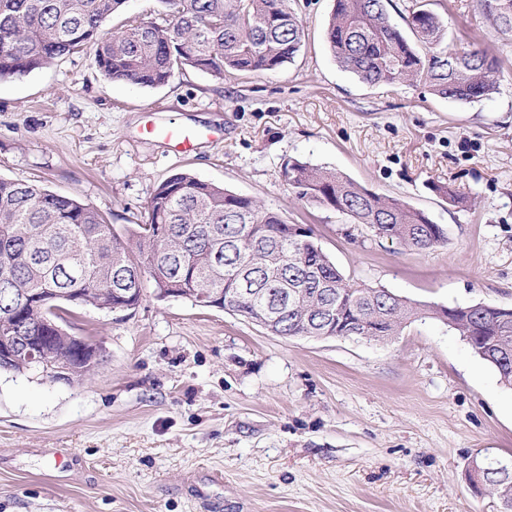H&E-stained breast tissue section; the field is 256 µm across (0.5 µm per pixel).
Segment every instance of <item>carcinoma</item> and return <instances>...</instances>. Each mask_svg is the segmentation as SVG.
Returning <instances> with one entry per match:
<instances>
[{
	"instance_id": "obj_1",
	"label": "carcinoma",
	"mask_w": 512,
	"mask_h": 512,
	"mask_svg": "<svg viewBox=\"0 0 512 512\" xmlns=\"http://www.w3.org/2000/svg\"><path fill=\"white\" fill-rule=\"evenodd\" d=\"M173 22H139L115 34L103 28L126 0H0V80L24 75L91 46L98 68L114 81L155 87L190 66L217 80L232 72L275 71L293 61L303 28L289 0H161ZM389 0H335L327 43L337 65L369 84L421 81L432 94L479 102L496 90L498 59L479 49L445 53L443 19L421 0L405 22L412 42L391 21ZM494 24L512 31V0H492ZM285 177L301 200L329 205L382 238L418 251L445 240L428 216L397 198L372 193L333 171L295 161ZM246 280L255 294L224 309L251 317L268 304L277 336H330L337 323L365 321L388 340L416 319L407 300L352 283L312 236H296L281 215L259 201L188 171L163 181L142 223L115 232L94 207L23 180L0 178V331L52 337L49 358L83 379L90 354L65 331L60 303L112 312L135 308L144 291L201 305L227 297ZM303 295L288 304V290ZM475 354L512 385V313L505 321L484 306L455 317ZM4 369L39 374L22 355ZM488 492L512 502V471L488 476Z\"/></svg>"
}]
</instances>
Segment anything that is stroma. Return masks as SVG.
Here are the masks:
<instances>
[{
  "instance_id": "stroma-1",
  "label": "stroma",
  "mask_w": 512,
  "mask_h": 512,
  "mask_svg": "<svg viewBox=\"0 0 512 512\" xmlns=\"http://www.w3.org/2000/svg\"><path fill=\"white\" fill-rule=\"evenodd\" d=\"M428 3L448 50L501 61L489 99L360 81L326 42L334 0H295L303 45L273 72L219 82L186 66L141 87L87 48L0 81V177L77 197L120 232L188 171L310 228L348 280L421 307L511 308L512 33L486 0ZM170 19L160 0H127L105 29ZM151 121L224 139L185 157L140 136ZM293 161L423 211L445 243L413 250L299 201ZM67 311L64 329L103 359L71 385L0 372V512H500L469 470L512 460V388L438 320L374 341L286 338L149 293L127 312Z\"/></svg>"
}]
</instances>
